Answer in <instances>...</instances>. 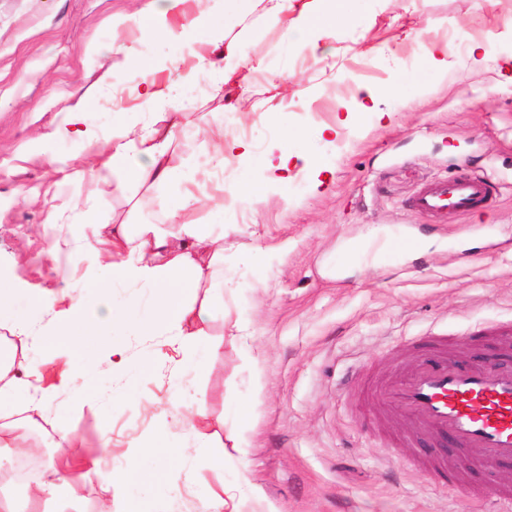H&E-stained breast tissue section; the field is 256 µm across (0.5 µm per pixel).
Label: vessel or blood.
Listing matches in <instances>:
<instances>
[{"label": "vessel or blood", "instance_id": "b4317fda", "mask_svg": "<svg viewBox=\"0 0 512 512\" xmlns=\"http://www.w3.org/2000/svg\"><path fill=\"white\" fill-rule=\"evenodd\" d=\"M494 185L482 174H460L422 186L413 209L421 214H465L491 196ZM417 240L395 232L376 247L390 256L409 254ZM362 391L388 416L405 417L410 435L401 437L411 446L416 435L451 438L469 454L472 466L495 469L512 460V366L494 369L464 366L449 359L447 349L421 359L391 377L364 382Z\"/></svg>", "mask_w": 512, "mask_h": 512}]
</instances>
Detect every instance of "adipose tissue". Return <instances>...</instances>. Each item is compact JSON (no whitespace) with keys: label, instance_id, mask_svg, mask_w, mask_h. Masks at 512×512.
<instances>
[{"label":"adipose tissue","instance_id":"ef3b65f1","mask_svg":"<svg viewBox=\"0 0 512 512\" xmlns=\"http://www.w3.org/2000/svg\"><path fill=\"white\" fill-rule=\"evenodd\" d=\"M185 0H149L147 6L128 16V28L157 33L181 46L199 45L215 48L216 53L203 59L221 84H228L244 65L238 48L241 35L227 34L223 23L212 10L203 8L182 23L174 18L182 12ZM260 18L270 20L291 39H299L303 47L314 50L320 42L334 36L345 20L343 13L332 10L329 0H254ZM114 50L140 74L138 93L149 103L169 101L166 88L160 87V72L180 71V59L173 56L158 60L142 55L124 42H113ZM86 107L69 114L65 125L55 128L53 137H76L93 146L94 152L74 170V177L108 184L115 174H122L128 186L141 188L158 183L174 186L183 197L184 207L196 198L187 190L197 175L194 165L187 163L173 146L174 130L187 129L189 116L184 112H166L160 124H148L134 130L113 124L109 138H102L96 125L89 122ZM108 148H100L101 140ZM106 235L112 240V252L103 258L108 272L105 287L124 283L149 292L151 304L142 307L140 300L114 307L103 295L71 299L66 308H58L55 293L40 295L37 310H54L53 322L41 335L30 333L29 316L14 311L11 290L0 288V313L12 325L23 351L8 361L0 362V402L29 390L33 377L39 376L38 363L31 357L33 348L65 344L67 347L93 353L105 327L137 336H148L158 330L168 331L172 341L186 360H193L200 336V323L206 322L214 300L224 296V246L222 235L212 225L190 220L166 231L153 224H110Z\"/></svg>","mask_w":512,"mask_h":512}]
</instances>
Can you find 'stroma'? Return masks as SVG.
<instances>
[{
	"mask_svg": "<svg viewBox=\"0 0 512 512\" xmlns=\"http://www.w3.org/2000/svg\"><path fill=\"white\" fill-rule=\"evenodd\" d=\"M145 0H0V281L14 306L31 311L46 289L69 283L90 295L104 278L96 264L97 224H171L179 206L159 186L125 193L71 179L84 144L50 132L78 102L101 133L113 121L139 128L161 104L139 98L136 69L121 93L105 72L122 55L109 47L121 18ZM349 20L331 53L311 52L279 29L256 22L231 91L193 55L196 91L184 95L188 134L179 150L198 165L195 217L224 229L223 304L215 305L198 351L200 371L171 376L182 356L166 332L124 339L131 365L113 370L106 355L86 362L72 349L41 352L54 388L33 408L19 394L0 417L29 412L76 443L51 457H100L98 470L32 497L0 485L16 512H203L236 489L238 512H492L512 466L494 473L462 464L440 437L421 447L458 460L450 480L407 465L412 449L394 438L404 418L379 423L343 385L385 378L415 360L424 336H474L449 349L473 360L498 352L497 329L512 324V0H335ZM447 45L445 68L427 49ZM269 99L268 111L244 104ZM384 110L377 120L371 106ZM294 131L293 139L283 137ZM249 144L223 166L206 160L217 136ZM292 157L277 168L282 149ZM476 172L499 194L469 214L415 212L424 184ZM249 179L261 192L240 195ZM416 236V254L370 259L368 247L395 229ZM65 241L55 267L39 259ZM83 373L76 385L65 376ZM203 404L205 414L171 424L169 398ZM110 428L112 454L99 432ZM210 449L198 450L199 440ZM178 449L173 461L149 453ZM124 483L116 498L111 486Z\"/></svg>",
	"mask_w": 512,
	"mask_h": 512,
	"instance_id": "1",
	"label": "stroma"
}]
</instances>
